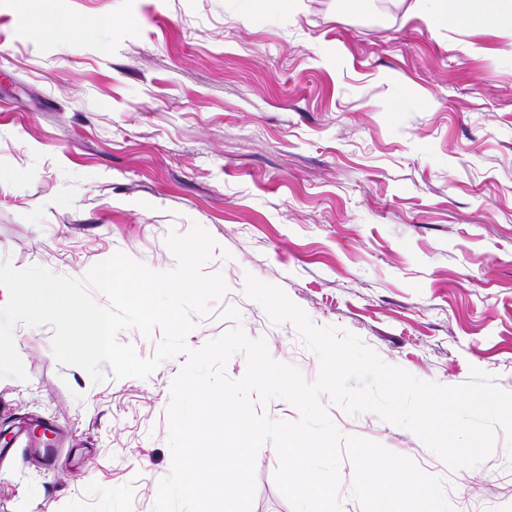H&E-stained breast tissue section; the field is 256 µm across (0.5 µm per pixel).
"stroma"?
Here are the masks:
<instances>
[{"mask_svg": "<svg viewBox=\"0 0 512 512\" xmlns=\"http://www.w3.org/2000/svg\"><path fill=\"white\" fill-rule=\"evenodd\" d=\"M412 2L0 0V263L81 279L120 251L168 271L167 237L198 224L227 292L189 350L239 327L317 380L295 326L245 295L252 275L419 379L477 368L512 392V53L493 33L512 19L480 25L471 0L432 29ZM52 335L15 326L26 377L0 378V430L51 419L67 450L0 461V512H153L186 353L96 384ZM320 402L342 434L442 478L455 512H512L503 430L452 470L413 432ZM278 465L263 445L251 512H293Z\"/></svg>", "mask_w": 512, "mask_h": 512, "instance_id": "1", "label": "stroma"}]
</instances>
